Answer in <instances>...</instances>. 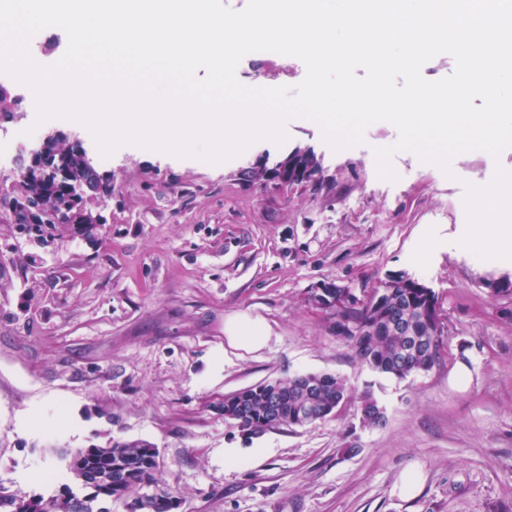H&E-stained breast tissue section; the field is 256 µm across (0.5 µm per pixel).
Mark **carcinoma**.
<instances>
[{
  "label": "carcinoma",
  "instance_id": "cac0c4a2",
  "mask_svg": "<svg viewBox=\"0 0 512 512\" xmlns=\"http://www.w3.org/2000/svg\"><path fill=\"white\" fill-rule=\"evenodd\" d=\"M16 100L10 91L0 86V122L15 119ZM65 161L66 169L74 174L95 178L90 196L79 209L70 204L65 183L53 177L30 175L31 161L20 158L18 170L10 182L0 181V222L8 221L1 209L12 206L19 198L34 195L52 213L42 224H24L23 230L37 244L46 248L53 244L56 232L63 228L74 236L81 235L84 224H96L100 215L93 213L91 204L99 187L109 188V179L102 175L78 142L60 141L51 145ZM358 299L347 301L341 309L331 308L330 315L343 313L351 323V334L341 338L350 347L361 365L383 376L404 380L430 371L447 353V340L438 299L433 291L408 277H392L371 289L351 290ZM408 317L415 338L422 348L412 349L409 337L390 325L394 317ZM311 380L316 383L313 399L318 420L322 421L340 407L351 403L365 426H380L386 413L373 390L349 391L344 378L332 374L298 373L286 379H276L248 386L224 395V420L239 430L249 429L257 436L269 428L308 426L301 419L305 397L299 385ZM278 399V422L269 418L271 399ZM68 470L80 484L83 498L81 512H109L112 501H120L127 512H177L180 500L164 486L159 474L155 448L140 440H112L104 446L64 452ZM156 485L160 494L141 495L143 484ZM63 486L45 497L41 494L22 497L0 484V512H74Z\"/></svg>",
  "mask_w": 512,
  "mask_h": 512
}]
</instances>
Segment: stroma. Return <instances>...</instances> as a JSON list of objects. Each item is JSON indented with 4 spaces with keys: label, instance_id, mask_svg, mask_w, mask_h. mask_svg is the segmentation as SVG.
I'll list each match as a JSON object with an SVG mask.
<instances>
[{
    "label": "stroma",
    "instance_id": "obj_1",
    "mask_svg": "<svg viewBox=\"0 0 512 512\" xmlns=\"http://www.w3.org/2000/svg\"><path fill=\"white\" fill-rule=\"evenodd\" d=\"M236 73L248 87H293L306 67L252 52ZM1 84L18 106L0 123V179L57 131L97 157L85 127L35 125L28 88L3 74ZM30 127L35 137L18 141ZM286 130L283 145L260 141L219 165L121 147L102 169L112 194L90 238L63 234L43 248L0 223L1 484L48 495L45 473L64 470L57 450L142 440L178 512H512V296L490 287L512 279V260L457 244L465 183L512 170V148L497 161L460 154L450 178L399 152L389 182L374 150L396 142L392 124L370 125L364 144L340 152L312 121ZM298 146L321 162L319 189L241 181L260 155ZM403 273L435 292L451 346L471 361L465 380L452 354L405 380L371 372L309 300L325 281L370 288ZM240 313L264 322L267 347L226 349L224 324ZM301 372L371 387L385 425H362L349 405L249 440L225 422V394ZM228 448L237 461H225ZM411 467L422 484L404 494Z\"/></svg>",
    "mask_w": 512,
    "mask_h": 512
}]
</instances>
